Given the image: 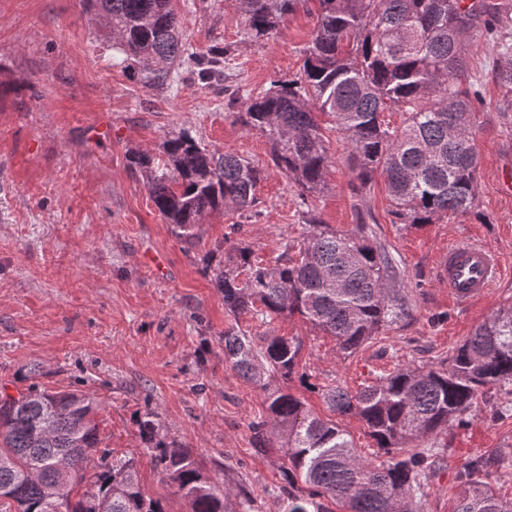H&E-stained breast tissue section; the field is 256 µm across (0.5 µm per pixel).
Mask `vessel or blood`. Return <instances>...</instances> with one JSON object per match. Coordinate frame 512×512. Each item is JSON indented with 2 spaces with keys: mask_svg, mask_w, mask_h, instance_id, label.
Wrapping results in <instances>:
<instances>
[{
  "mask_svg": "<svg viewBox=\"0 0 512 512\" xmlns=\"http://www.w3.org/2000/svg\"><path fill=\"white\" fill-rule=\"evenodd\" d=\"M437 273L452 297L471 302L480 299L499 282L502 269L491 249L465 242L449 245L442 252Z\"/></svg>",
  "mask_w": 512,
  "mask_h": 512,
  "instance_id": "obj_1",
  "label": "vessel or blood"
}]
</instances>
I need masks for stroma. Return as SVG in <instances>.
Wrapping results in <instances>:
<instances>
[{
	"label": "stroma",
	"mask_w": 512,
	"mask_h": 512,
	"mask_svg": "<svg viewBox=\"0 0 512 512\" xmlns=\"http://www.w3.org/2000/svg\"><path fill=\"white\" fill-rule=\"evenodd\" d=\"M185 46L225 53L224 79L203 83L189 73L146 86L140 73L115 66L112 34L87 0H0V387L18 394L29 383L81 390L100 402L103 447L135 458L146 492L166 512H186L176 489L156 470L136 421L155 415L170 438L191 448L206 472L241 485L259 512H278L282 452L255 451L250 424L263 392L224 363V330L250 336H297L300 369L317 391L289 384L322 418L331 413L319 389L357 392L377 374L411 363L435 367L480 323L512 302V119L485 44L469 55L466 82L480 84L474 128L479 154L477 207L432 224H397L383 176L354 194L349 148L321 117L332 166L328 188L300 197L269 159V143L242 125L241 100L298 72L313 29L314 0H301L279 30L259 41L245 33L239 0H171ZM112 133L96 140L97 114ZM189 131L208 149L231 150L264 170L256 213L208 214L192 241L178 238L155 209L132 153H159L162 142ZM349 230L367 218L374 240L394 259L391 286L407 317L344 356L333 337L299 315L260 322L230 316L203 272L215 244H249L260 259L302 239L304 214ZM478 241L503 261V275L481 299L455 300L436 277L440 253ZM447 450L428 488L429 512H453L458 473L469 459L503 449L495 490L512 500V411L493 421L478 402L466 425L423 439Z\"/></svg>",
	"instance_id": "obj_1"
}]
</instances>
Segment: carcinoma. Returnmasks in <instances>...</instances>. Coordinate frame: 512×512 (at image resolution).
<instances>
[{
    "mask_svg": "<svg viewBox=\"0 0 512 512\" xmlns=\"http://www.w3.org/2000/svg\"><path fill=\"white\" fill-rule=\"evenodd\" d=\"M300 0H240L246 34L262 39L286 21ZM311 44L300 75L278 81L245 99L241 120L270 143L273 165L300 191L327 188L332 163L317 115L327 114L350 149L355 194L369 190L381 172L396 224H432L476 208L479 158L471 116L480 90L463 86L470 47L493 44L492 75L502 92L499 111L512 112V3L509 0H316ZM112 28L115 65L139 68L148 82L164 85L184 66L206 80L223 61L189 53L179 39L180 20L170 0H89ZM409 113L392 129L382 114ZM150 199L175 234L196 238L207 214L253 211L262 170L234 152L210 150L189 132L166 139L162 156L136 154ZM303 246L287 243L273 259L254 258L250 246L224 253L218 244L203 258L204 271L224 295V310L266 321L304 317L333 336L339 352L352 354L407 315L405 302L387 288L395 273L387 252L360 221L338 233L315 214L307 219ZM303 342L266 335L254 340L224 331V361L261 387L265 415L251 422L255 448L283 450L287 485L280 512H427L426 489L441 449L421 439L466 422L475 399L489 396L490 416L503 409L490 390L512 395V303L479 324L440 368L397 367L352 395L323 389L332 412L356 416L367 427L382 460L361 456L337 422L307 409L288 388L269 379L297 376ZM97 399L81 391H51L31 383L19 396L0 392V512H167L144 492L134 458L100 450ZM139 438L156 468L177 489L188 512H258L250 493L207 475L192 451L168 438L150 411L138 421ZM501 456L489 451L468 460L454 512H512L491 480ZM95 479L85 482L88 470ZM57 499L49 487L61 482Z\"/></svg>",
    "mask_w": 512,
    "mask_h": 512,
    "instance_id": "obj_1",
    "label": "carcinoma"
}]
</instances>
